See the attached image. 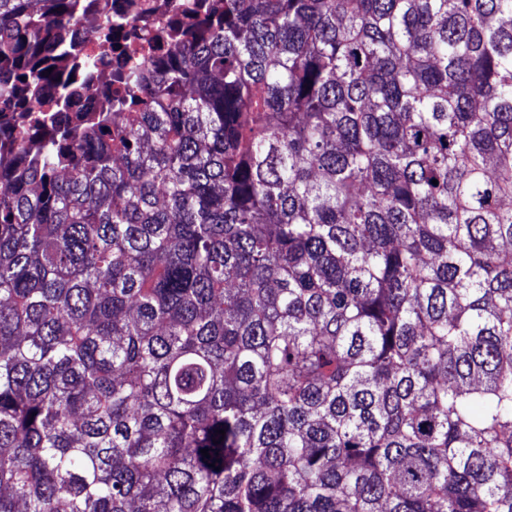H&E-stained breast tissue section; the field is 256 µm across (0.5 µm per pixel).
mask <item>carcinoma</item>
Listing matches in <instances>:
<instances>
[{
  "label": "carcinoma",
  "mask_w": 512,
  "mask_h": 512,
  "mask_svg": "<svg viewBox=\"0 0 512 512\" xmlns=\"http://www.w3.org/2000/svg\"><path fill=\"white\" fill-rule=\"evenodd\" d=\"M79 2L0 0V512H512V0H211L60 127Z\"/></svg>",
  "instance_id": "cac0c4a2"
}]
</instances>
